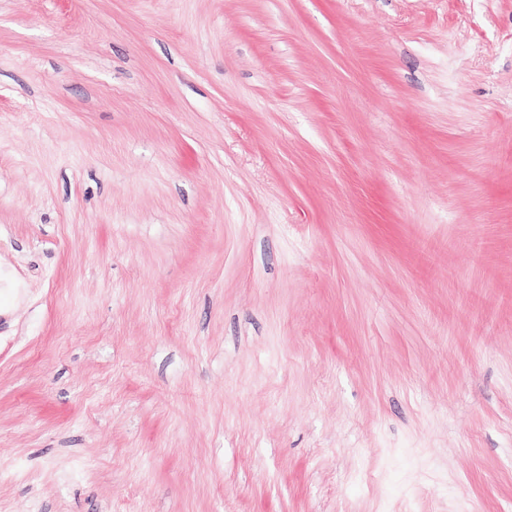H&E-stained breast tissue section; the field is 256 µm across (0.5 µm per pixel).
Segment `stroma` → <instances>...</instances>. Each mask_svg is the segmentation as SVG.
Here are the masks:
<instances>
[{"label":"stroma","mask_w":512,"mask_h":512,"mask_svg":"<svg viewBox=\"0 0 512 512\" xmlns=\"http://www.w3.org/2000/svg\"><path fill=\"white\" fill-rule=\"evenodd\" d=\"M0 512H512V0H0Z\"/></svg>","instance_id":"stroma-1"}]
</instances>
